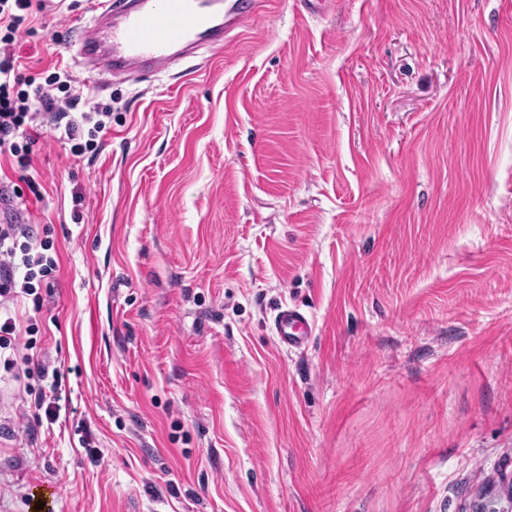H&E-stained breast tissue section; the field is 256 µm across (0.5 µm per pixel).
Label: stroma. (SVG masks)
<instances>
[{
    "mask_svg": "<svg viewBox=\"0 0 512 512\" xmlns=\"http://www.w3.org/2000/svg\"><path fill=\"white\" fill-rule=\"evenodd\" d=\"M91 15L16 51L81 75ZM81 90L112 128L36 147L59 268L19 308L68 411L14 432L41 382L0 364V512H512V0H266ZM273 324L280 344L287 349L302 348L312 335L311 322L297 307L278 308Z\"/></svg>",
    "mask_w": 512,
    "mask_h": 512,
    "instance_id": "35a3bbf8",
    "label": "stroma"
}]
</instances>
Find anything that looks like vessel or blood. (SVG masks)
I'll return each instance as SVG.
<instances>
[{
    "label": "vessel or blood",
    "instance_id": "1",
    "mask_svg": "<svg viewBox=\"0 0 512 512\" xmlns=\"http://www.w3.org/2000/svg\"><path fill=\"white\" fill-rule=\"evenodd\" d=\"M262 0H93V16L77 37L76 57L89 83L105 86L133 70L151 73L189 50L220 47L224 37L262 8ZM280 344L306 345L312 324L298 308H278Z\"/></svg>",
    "mask_w": 512,
    "mask_h": 512
}]
</instances>
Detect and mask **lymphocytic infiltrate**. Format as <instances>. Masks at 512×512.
<instances>
[{"label": "lymphocytic infiltrate", "mask_w": 512, "mask_h": 512, "mask_svg": "<svg viewBox=\"0 0 512 512\" xmlns=\"http://www.w3.org/2000/svg\"><path fill=\"white\" fill-rule=\"evenodd\" d=\"M46 0H0V157L14 169L29 171L32 155L44 134L70 146L73 156L99 153L112 127L111 107L90 104L81 108L73 74L55 66L35 70L14 50L17 37L29 33L33 19L44 12ZM28 188L0 186L11 204L12 216L0 221V351L7 365L30 374L35 360L11 309V302L30 296L56 277L58 262L51 245L26 219Z\"/></svg>", "instance_id": "f902f5d3"}]
</instances>
